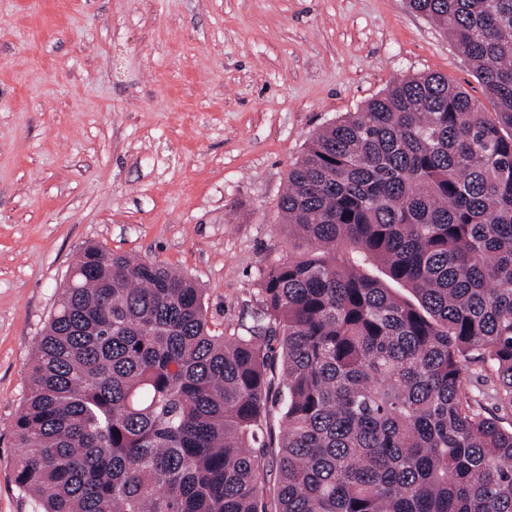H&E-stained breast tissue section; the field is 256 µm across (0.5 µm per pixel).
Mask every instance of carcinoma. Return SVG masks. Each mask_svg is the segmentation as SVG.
Instances as JSON below:
<instances>
[{
  "instance_id": "carcinoma-1",
  "label": "carcinoma",
  "mask_w": 512,
  "mask_h": 512,
  "mask_svg": "<svg viewBox=\"0 0 512 512\" xmlns=\"http://www.w3.org/2000/svg\"><path fill=\"white\" fill-rule=\"evenodd\" d=\"M408 3L493 111L428 73L317 132L278 203L305 248L233 336L195 279L87 246L14 423L32 512H512V429L463 390L486 363L512 410V0Z\"/></svg>"
}]
</instances>
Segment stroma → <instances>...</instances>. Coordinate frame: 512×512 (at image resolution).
I'll return each instance as SVG.
<instances>
[{
  "label": "stroma",
  "instance_id": "obj_1",
  "mask_svg": "<svg viewBox=\"0 0 512 512\" xmlns=\"http://www.w3.org/2000/svg\"><path fill=\"white\" fill-rule=\"evenodd\" d=\"M424 73L491 111L406 0H0V512H32L12 428L82 249L192 276L237 333L293 251L278 201L310 138Z\"/></svg>",
  "mask_w": 512,
  "mask_h": 512
}]
</instances>
